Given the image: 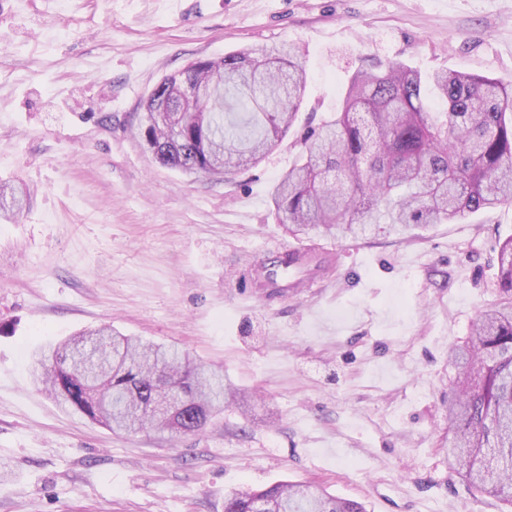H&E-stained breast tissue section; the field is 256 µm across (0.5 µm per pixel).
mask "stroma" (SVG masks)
Wrapping results in <instances>:
<instances>
[{
	"label": "stroma",
	"instance_id": "stroma-1",
	"mask_svg": "<svg viewBox=\"0 0 512 512\" xmlns=\"http://www.w3.org/2000/svg\"><path fill=\"white\" fill-rule=\"evenodd\" d=\"M303 52L299 125L231 181L142 153L166 75L256 44ZM512 81V0H0V512H224L239 486L310 482L367 512H504L448 465L451 347L499 299L512 203L356 239L311 291L228 288L295 243L270 192L362 61ZM104 324L220 366L242 392L197 434H116L32 383L39 349Z\"/></svg>",
	"mask_w": 512,
	"mask_h": 512
}]
</instances>
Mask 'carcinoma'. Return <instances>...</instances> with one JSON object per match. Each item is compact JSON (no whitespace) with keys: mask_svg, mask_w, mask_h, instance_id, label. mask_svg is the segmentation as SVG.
I'll use <instances>...</instances> for the list:
<instances>
[{"mask_svg":"<svg viewBox=\"0 0 512 512\" xmlns=\"http://www.w3.org/2000/svg\"><path fill=\"white\" fill-rule=\"evenodd\" d=\"M305 88L300 51L251 46L197 59L153 89L132 131L163 167L227 176L254 166L293 127ZM271 201L288 233L355 237L379 224H451L512 201V82L455 70L424 80L400 61L349 78L341 108L297 141ZM22 202L0 187V216ZM501 302L480 313L448 400V464L512 505V237L500 247ZM33 380L113 431H201L236 392L224 371L176 347L112 327L83 331L37 357ZM224 512H367L357 501L288 481L224 496Z\"/></svg>","mask_w":512,"mask_h":512,"instance_id":"carcinoma-1","label":"carcinoma"}]
</instances>
